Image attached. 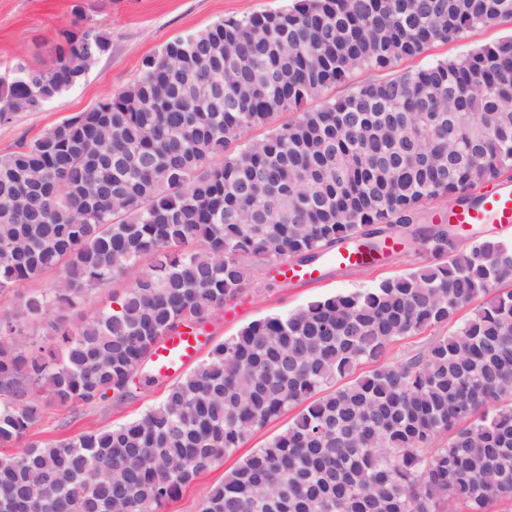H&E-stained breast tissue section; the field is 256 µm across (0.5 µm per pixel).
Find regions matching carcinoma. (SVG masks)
Segmentation results:
<instances>
[{
  "label": "carcinoma",
  "mask_w": 512,
  "mask_h": 512,
  "mask_svg": "<svg viewBox=\"0 0 512 512\" xmlns=\"http://www.w3.org/2000/svg\"><path fill=\"white\" fill-rule=\"evenodd\" d=\"M82 21L52 67L20 59L0 77V122L41 111L112 47ZM504 22L512 0H295L229 17L0 156V292L57 273L0 313L1 447L51 405L135 397L153 346L206 328L257 267L340 264L345 244L369 267L393 236L433 257L251 321L137 419L28 443L0 460V512H163L286 416L201 512H512V245L416 225L433 202L512 179V36L325 96ZM110 284L123 288L73 325L77 300ZM43 321L49 343L26 330ZM434 331H428L420 336H412L397 343L390 351L389 357L396 361L405 357L409 353L420 351L426 347L433 336Z\"/></svg>",
  "instance_id": "carcinoma-1"
}]
</instances>
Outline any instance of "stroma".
I'll return each instance as SVG.
<instances>
[{
    "instance_id": "obj_1",
    "label": "stroma",
    "mask_w": 512,
    "mask_h": 512,
    "mask_svg": "<svg viewBox=\"0 0 512 512\" xmlns=\"http://www.w3.org/2000/svg\"><path fill=\"white\" fill-rule=\"evenodd\" d=\"M293 0H0V75L8 74L17 58L35 67L50 66L63 30L70 28L75 13L98 25L112 39V49L91 68L78 85L64 91L39 112H18L0 122V155L42 135L73 114L92 107L101 98L122 92L138 74L142 59L160 51L177 36L197 32L229 16L242 15L292 4ZM512 32V24L480 27L464 39L438 44L423 55L401 61L400 69H417L439 59H451L474 46ZM430 254L409 240L371 269L346 268L320 261L318 279L288 278L271 269L255 270L238 299L221 310L208 327L210 343L236 335L249 322L273 312L285 313L336 294L373 287L383 279L430 262ZM166 382H142L135 399L108 400L93 406L50 407L31 430L32 439L46 442L101 430L131 420L164 395ZM280 423L257 431L247 446L220 465L198 476L166 512H200L210 490L241 458L277 433Z\"/></svg>"
}]
</instances>
